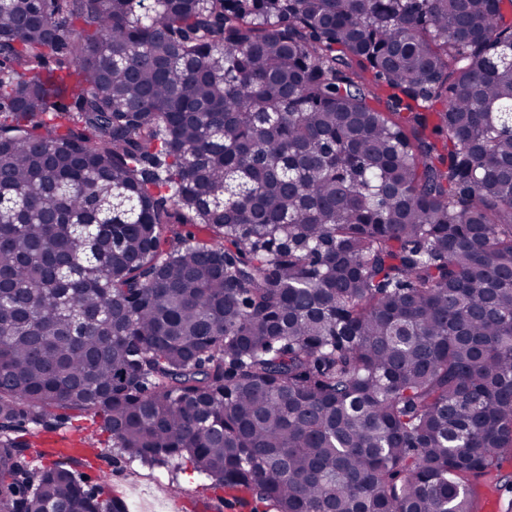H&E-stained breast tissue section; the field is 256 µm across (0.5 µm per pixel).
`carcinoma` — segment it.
<instances>
[{"instance_id": "obj_1", "label": "carcinoma", "mask_w": 512, "mask_h": 512, "mask_svg": "<svg viewBox=\"0 0 512 512\" xmlns=\"http://www.w3.org/2000/svg\"><path fill=\"white\" fill-rule=\"evenodd\" d=\"M0 512H114L86 414L252 512H473L512 449V0H0Z\"/></svg>"}]
</instances>
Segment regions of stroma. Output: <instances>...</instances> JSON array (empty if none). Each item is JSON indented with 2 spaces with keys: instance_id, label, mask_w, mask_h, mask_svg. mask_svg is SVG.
I'll return each mask as SVG.
<instances>
[{
  "instance_id": "35a3bbf8",
  "label": "stroma",
  "mask_w": 512,
  "mask_h": 512,
  "mask_svg": "<svg viewBox=\"0 0 512 512\" xmlns=\"http://www.w3.org/2000/svg\"><path fill=\"white\" fill-rule=\"evenodd\" d=\"M71 432L96 440V454L88 455L78 466L87 488L101 496L121 491L122 502L130 512H171L174 499L203 503L213 492L210 479L193 473L189 464L172 462L164 467L129 460L122 449L113 447L89 416H74ZM512 475V452L504 451L496 468L470 477L475 512H504L512 501V486L504 478Z\"/></svg>"
}]
</instances>
